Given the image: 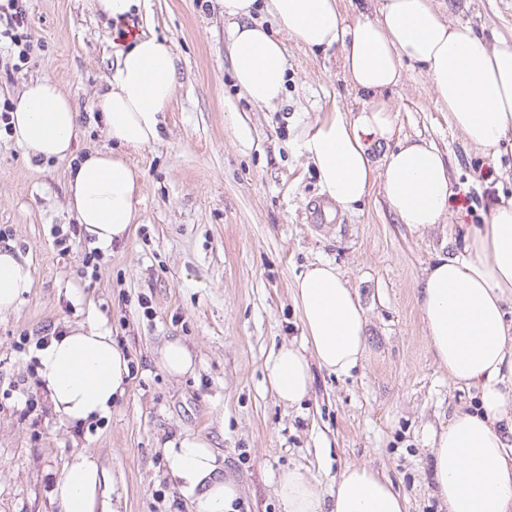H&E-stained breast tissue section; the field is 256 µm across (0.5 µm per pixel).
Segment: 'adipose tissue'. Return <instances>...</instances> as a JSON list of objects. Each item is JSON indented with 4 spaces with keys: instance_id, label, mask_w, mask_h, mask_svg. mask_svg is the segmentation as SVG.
<instances>
[{
    "instance_id": "1",
    "label": "adipose tissue",
    "mask_w": 512,
    "mask_h": 512,
    "mask_svg": "<svg viewBox=\"0 0 512 512\" xmlns=\"http://www.w3.org/2000/svg\"><path fill=\"white\" fill-rule=\"evenodd\" d=\"M230 22L235 81L260 106L285 90L283 42L256 11H265L308 49L339 47L347 80L370 104L358 112L331 108L300 135L323 194L343 211L357 208L374 184L398 222L421 233L446 223L452 194L448 164L426 140H395L382 100L402 79L405 63L424 67L438 100L468 145L490 152L512 133V39L487 41L441 17L433 0H362L343 23L338 0H222ZM117 61L93 109L113 146L75 156L78 111L50 78L26 84L10 114V136L35 159L74 157L69 205L93 245L126 240L140 222L143 175L130 152L159 138L162 112L176 90L168 43L153 35L122 36ZM382 155H374L375 147ZM32 286L29 265L0 248V314ZM303 345L281 344L264 369L278 400L300 404L313 368L341 376L361 364L366 312L348 281L328 262L311 263L295 280ZM512 199L496 202L485 223L466 228L460 248L438 256L419 282L418 304L433 356L455 382L478 389L481 404L454 410L434 433L435 494L446 512H512ZM38 374L55 410L69 422L107 415L130 380L126 353L110 333L77 325L36 352ZM168 466L198 512H235L238 484L201 437H184ZM106 474L79 454L53 488L63 512H97ZM277 495L285 512H408V500L377 470H338L329 492L301 471H282Z\"/></svg>"
}]
</instances>
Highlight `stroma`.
I'll return each mask as SVG.
<instances>
[{"instance_id": "1", "label": "stroma", "mask_w": 512, "mask_h": 512, "mask_svg": "<svg viewBox=\"0 0 512 512\" xmlns=\"http://www.w3.org/2000/svg\"><path fill=\"white\" fill-rule=\"evenodd\" d=\"M30 50L19 60L0 41V113L23 86L53 78L79 112L76 154L108 147L91 120L95 95L116 61L111 21L93 0H26ZM442 12L486 38L512 36V0H446ZM125 27L166 39L177 87L158 141L130 152L143 174L140 222L126 241L83 265L84 232L60 251L76 218L69 159L28 160L0 121V244L32 269L34 284L0 316V512H62L52 489L74 455L97 460L117 512H195L166 460L171 442L207 439L240 489L239 512H283L275 489L300 468L329 487L339 467L386 471L409 512H442L434 494L431 437L454 409L480 405L436 364L416 303L417 284L447 253V227L423 234L398 224L373 188L355 211L328 202L299 147L304 126L337 107L357 112L365 95L345 80L338 49L307 50L284 38L287 81L278 104H252L237 86L220 0H149ZM400 136L432 140L455 185L448 225L481 224L493 200L512 196V140L500 154L465 145L425 70L407 64L383 95ZM335 265L366 311L368 347L350 375L314 369L300 405L279 403L264 373L273 346L302 343L291 296L309 263ZM93 323L132 363L124 396L85 425L65 421L29 371L38 338ZM177 339L195 369L173 376L159 363ZM43 406L22 413L14 386Z\"/></svg>"}]
</instances>
